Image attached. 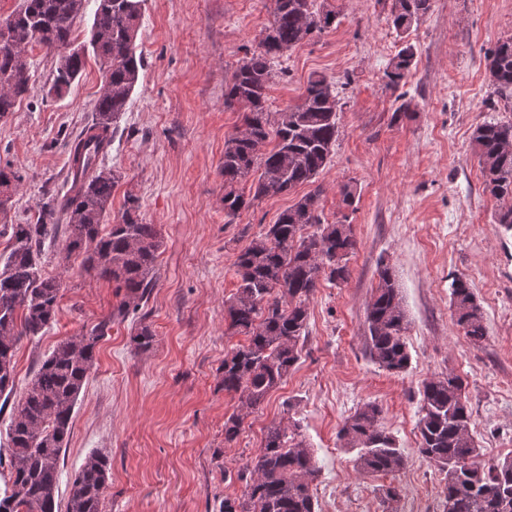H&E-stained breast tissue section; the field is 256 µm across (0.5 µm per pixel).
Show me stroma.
Masks as SVG:
<instances>
[{
  "label": "stroma",
  "instance_id": "stroma-1",
  "mask_svg": "<svg viewBox=\"0 0 512 512\" xmlns=\"http://www.w3.org/2000/svg\"><path fill=\"white\" fill-rule=\"evenodd\" d=\"M333 10L329 32L276 59L269 112L300 104L307 79L322 74L338 93V136L319 173L324 223L347 219L356 248L345 282L320 280L308 308L301 357L265 403L245 416L238 437L224 421L239 411L224 389V359L247 338L229 327L226 308L238 287L234 262L252 239L308 193V186L266 197L235 218L224 212V143L242 123L224 104V80L257 48L274 0H145L135 41L144 66L100 165L120 171L111 215L137 198L142 223L157 225L163 247L155 283L137 313L114 320L97 346L61 455L57 502L93 452L108 455L103 512H224L241 497L246 472L273 423L296 421L320 469L316 512H443L444 475L418 452L419 390L431 377L462 378L471 431L482 462L512 456V231L497 224L498 201L483 190L472 143L475 127L512 122L494 92L487 53L512 35V0H433L431 11L399 36L392 0H316ZM417 49L399 86L385 73L403 41ZM30 90L0 120V163L21 180L6 223H35L46 196L67 187L66 137L91 122L103 86L95 56L63 96L50 94L57 59L28 52ZM357 187L345 206L344 183ZM66 237L46 242L45 275L64 290L53 325L23 339L16 393L62 339L109 316L120 298L112 281L62 262ZM388 266L401 290L411 364L392 373L366 343V308ZM466 279L484 312L486 336H464L450 285ZM151 327V349L130 341ZM382 409L380 425L402 448L398 472L358 470L355 449L338 432L365 403ZM398 498L387 502L385 491Z\"/></svg>",
  "mask_w": 512,
  "mask_h": 512
}]
</instances>
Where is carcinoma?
Masks as SVG:
<instances>
[{
  "instance_id": "1",
  "label": "carcinoma",
  "mask_w": 512,
  "mask_h": 512,
  "mask_svg": "<svg viewBox=\"0 0 512 512\" xmlns=\"http://www.w3.org/2000/svg\"><path fill=\"white\" fill-rule=\"evenodd\" d=\"M86 2L20 0L13 13L16 21L0 45V119L15 111L29 91L28 51L35 45L58 56L50 88L57 96L81 74L88 51L105 68L91 124L66 141L69 193L48 196L33 224L3 225L10 233V249L0 264V397L14 391L21 340L43 335L56 320L63 281L44 275L40 258L42 246L55 238L59 225L69 229L62 260L77 253L85 270L124 290L118 307L123 318L137 310L153 288L163 246L157 225L139 221L135 198H128L118 221L110 223L112 189L121 174L98 165L110 145L112 124L126 110L143 68L135 50L143 0H95L88 47L75 44L73 38V25ZM274 2L265 37L225 83L224 105L245 110L243 129L224 145V211L229 217L257 199L285 195L312 182L328 164L338 135L339 100L323 75L309 77L299 105L285 108L274 120L267 112L273 60L328 31L336 21L335 12L315 10L314 0ZM431 5L432 0H393L392 23L398 34L407 33ZM415 58V46L404 42L385 73L388 85H399ZM489 71L497 96L512 99V36L490 51ZM271 141L273 147L264 149ZM473 141L484 190L502 202L497 221L511 231L512 123L485 122L476 127ZM255 172L254 193L248 198L236 185ZM308 227L315 231L303 233ZM355 247L351 226L342 221L323 223L318 193L310 192L238 254L234 265L239 285L227 317L230 328L245 333L248 343L224 359V390L239 395L242 409L224 420L225 441L237 438L244 413L258 409L294 369L308 324L310 295L323 277L332 283L347 280ZM450 302L464 336L484 339L482 307L465 279L451 283ZM366 324L371 358L387 371L407 370V320L388 267L378 272ZM111 328L108 316L60 341L13 406L7 426L10 488L0 499V512H59L60 460L69 443L72 413L95 365L97 344ZM153 341L146 324L131 336L142 351ZM420 396L418 452L445 472L444 512H512V458L488 466L478 460L463 380L451 374L433 377L422 383ZM380 416L377 404L366 403L339 431V439L358 450L356 462L362 472L392 473L405 463L395 439L381 429ZM461 461L465 465H459ZM109 470L106 455L91 454L75 474L66 512H102ZM318 473L312 450L300 439L298 423L273 424L252 461L242 496L236 502L224 500V512H315L311 483Z\"/></svg>"
}]
</instances>
